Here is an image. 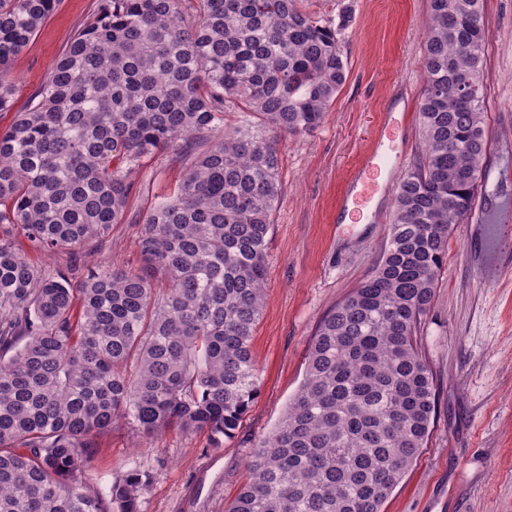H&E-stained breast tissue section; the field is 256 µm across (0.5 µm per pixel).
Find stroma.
<instances>
[{"label": "stroma", "instance_id": "obj_1", "mask_svg": "<svg viewBox=\"0 0 512 512\" xmlns=\"http://www.w3.org/2000/svg\"><path fill=\"white\" fill-rule=\"evenodd\" d=\"M96 0H60L10 78L15 109L27 106ZM317 18L353 21L339 36L345 83L320 125L278 138L281 196L268 248L266 306L251 349L260 393L233 438L171 430L150 438L129 425L99 441L84 474L108 490L119 474L149 472L139 512H224L246 482L260 439L282 418L300 386L307 347L326 313L372 272L388 243L395 188L422 149L417 119L428 0H299ZM485 126L489 175L484 213L512 215V0H484ZM393 149L398 168L381 174L367 204L347 211L345 195L367 155ZM180 174L169 157L142 159L125 221L109 242L87 245L84 264L139 265L135 239L148 210L170 197ZM486 222L453 225L448 257L415 337L437 395L435 421L416 463L384 512H512V272L491 246Z\"/></svg>", "mask_w": 512, "mask_h": 512}]
</instances>
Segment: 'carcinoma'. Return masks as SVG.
Listing matches in <instances>:
<instances>
[{"label": "carcinoma", "instance_id": "1", "mask_svg": "<svg viewBox=\"0 0 512 512\" xmlns=\"http://www.w3.org/2000/svg\"><path fill=\"white\" fill-rule=\"evenodd\" d=\"M59 0H0V111L14 58ZM484 0H429L422 153L386 250L320 321L303 383L224 512H382L436 410L414 345L486 153ZM338 23L298 0H97L32 103L0 128V512H139L149 475L83 480L98 438L234 436L260 390L251 341L281 196L273 131H314L347 77ZM468 76L475 92L462 93ZM257 124L229 128L224 107ZM182 168L141 225L137 268L80 251L125 219L141 158ZM65 250L54 270L25 245Z\"/></svg>", "mask_w": 512, "mask_h": 512}]
</instances>
